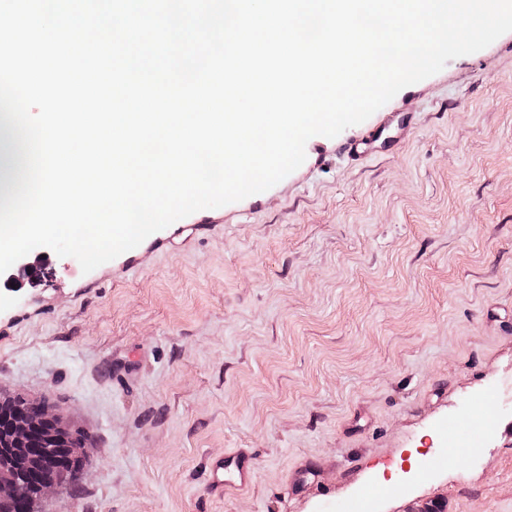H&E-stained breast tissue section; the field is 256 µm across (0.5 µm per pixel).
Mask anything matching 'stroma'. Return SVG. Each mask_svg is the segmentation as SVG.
Listing matches in <instances>:
<instances>
[{"label": "stroma", "mask_w": 512, "mask_h": 512, "mask_svg": "<svg viewBox=\"0 0 512 512\" xmlns=\"http://www.w3.org/2000/svg\"><path fill=\"white\" fill-rule=\"evenodd\" d=\"M260 195L83 272L0 277V398L87 439L43 512H512V32L447 62ZM492 428L455 466L452 417ZM254 451L250 488L208 462ZM384 485H375V473Z\"/></svg>", "instance_id": "stroma-1"}]
</instances>
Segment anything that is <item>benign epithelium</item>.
Masks as SVG:
<instances>
[{
  "label": "benign epithelium",
  "instance_id": "1",
  "mask_svg": "<svg viewBox=\"0 0 512 512\" xmlns=\"http://www.w3.org/2000/svg\"><path fill=\"white\" fill-rule=\"evenodd\" d=\"M18 275L34 284L42 267L36 258L19 266ZM12 412L0 418V512H27L73 479L82 462L86 439L61 417L22 395L11 397Z\"/></svg>",
  "mask_w": 512,
  "mask_h": 512
}]
</instances>
